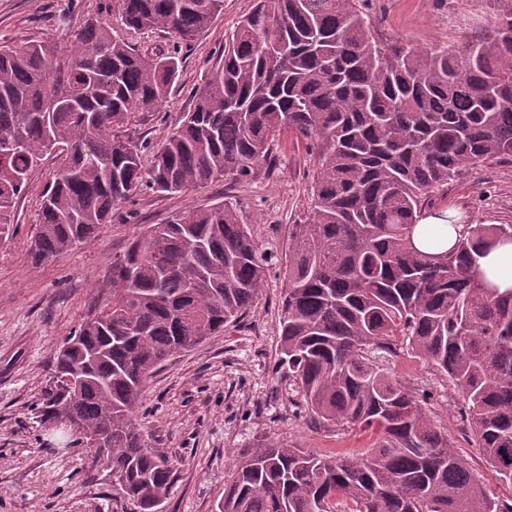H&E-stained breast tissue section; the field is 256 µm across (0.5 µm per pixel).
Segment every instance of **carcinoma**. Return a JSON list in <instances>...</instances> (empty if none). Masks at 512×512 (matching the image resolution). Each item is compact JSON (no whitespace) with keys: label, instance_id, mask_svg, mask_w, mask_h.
Returning a JSON list of instances; mask_svg holds the SVG:
<instances>
[{"label":"carcinoma","instance_id":"carcinoma-1","mask_svg":"<svg viewBox=\"0 0 512 512\" xmlns=\"http://www.w3.org/2000/svg\"><path fill=\"white\" fill-rule=\"evenodd\" d=\"M358 0H258L224 45L191 112L144 169L131 135L166 102L177 52H141L156 30L175 44L205 33L224 0H112L128 37L90 18L71 49L0 43V237L30 172L59 160L30 245L40 266L94 237L144 186L197 190L250 177L285 131L317 146L312 215L295 227L282 300L281 367L308 412L370 433L360 457L260 441L244 451L214 512H512L484 488L426 402L371 354L415 355L460 391L459 431L512 483V291L474 271L512 240L476 224L440 253L413 242L429 193L463 165L512 157V10L494 0L491 35L417 54L379 45ZM271 254L231 201L153 224L113 257L112 300L55 355L37 422L85 445L105 434L113 496L160 512L175 465L134 422L143 385L169 357L241 318Z\"/></svg>","mask_w":512,"mask_h":512}]
</instances>
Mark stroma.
<instances>
[{
    "label": "stroma",
    "mask_w": 512,
    "mask_h": 512,
    "mask_svg": "<svg viewBox=\"0 0 512 512\" xmlns=\"http://www.w3.org/2000/svg\"><path fill=\"white\" fill-rule=\"evenodd\" d=\"M257 2L224 0L207 32L182 49L165 105L136 128L147 150L158 147L181 113L193 110L198 88L221 63L225 41ZM360 7L377 41L423 53L490 34L489 0H360ZM111 9L112 0H0V40L51 39L65 47L71 30ZM273 155L245 180L227 178L174 194L143 188L94 238L38 267L28 250L40 195L55 177L57 159L30 174L0 242V512H124L123 500L110 497L105 471L80 448L52 445L35 423L33 407L59 345L109 300L104 283L113 257L148 225L224 200L236 204L240 222L277 262L243 319L170 357L144 384L136 425L152 448L177 464L165 512H213L238 456L264 439L346 457L369 448L366 435L311 417L279 366L286 260L294 225L306 223L311 213L317 167L314 146L290 132L281 134ZM427 209L452 211L466 224H512V157L462 167L432 192ZM385 363L411 391L426 396L435 423L447 428L482 486L512 497V485L459 432L457 387L410 348Z\"/></svg>",
    "instance_id": "1"
}]
</instances>
